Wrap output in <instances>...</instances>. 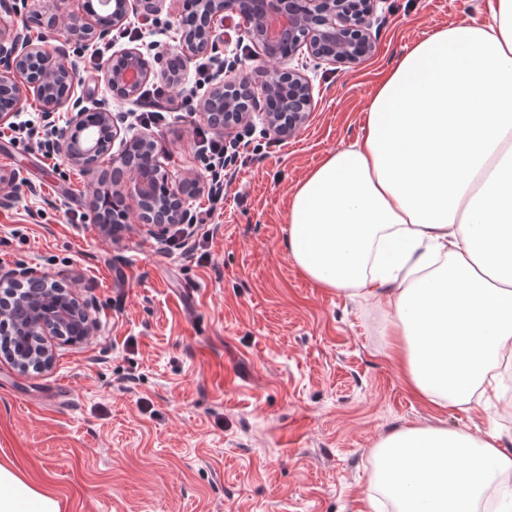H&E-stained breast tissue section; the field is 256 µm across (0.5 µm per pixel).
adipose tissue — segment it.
<instances>
[{
  "label": "adipose tissue",
  "instance_id": "adipose-tissue-1",
  "mask_svg": "<svg viewBox=\"0 0 512 512\" xmlns=\"http://www.w3.org/2000/svg\"><path fill=\"white\" fill-rule=\"evenodd\" d=\"M287 248L316 285L370 290L389 356L424 403L466 409L498 393L512 358V0L441 28L377 82L362 137L298 182ZM401 512H476L512 473L497 430L409 425L381 438ZM0 512H60L0 464Z\"/></svg>",
  "mask_w": 512,
  "mask_h": 512
}]
</instances>
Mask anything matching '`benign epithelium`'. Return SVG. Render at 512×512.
<instances>
[{"label": "benign epithelium", "mask_w": 512, "mask_h": 512, "mask_svg": "<svg viewBox=\"0 0 512 512\" xmlns=\"http://www.w3.org/2000/svg\"><path fill=\"white\" fill-rule=\"evenodd\" d=\"M165 0H99L96 10L87 0V13L96 17L93 26L74 25L66 40L92 42L106 40L130 15L145 20L163 10ZM375 0H187V14L181 19L178 45L167 57L150 61L138 47H128L112 54L101 67L102 79L113 98L136 99L144 85L161 79L176 87L189 83V64L200 54L215 53L224 43L220 27L233 16L237 25L274 66L266 71L261 93L263 111L253 112V98L241 106L226 96L237 81L225 79L202 98L200 111L213 129L231 134L239 122L259 118L269 130L292 136L309 119L313 99L310 80L295 66L285 67L299 51L312 57L353 64L371 55L375 43L369 17ZM282 13L287 25L273 40L266 35L270 15ZM80 78L63 61L61 49L37 45L18 29L0 31V125L20 109L26 95L33 93L47 101L45 111L69 109L66 128L57 143L64 160L87 171L99 168L101 158L112 155L107 169L101 170V182L112 186V195L126 202V210L108 215L91 203L96 222L110 237L118 235L128 210L134 209L140 233L159 242L170 228L188 221L187 200L200 191L195 180L174 182L155 156L150 134H131L120 127L107 111H92L84 99L75 96ZM121 150L111 154L115 142ZM92 302L73 289L33 269H14L0 274V335L19 336L25 347L9 356L21 372L31 366L48 369L53 363V343L93 335Z\"/></svg>", "instance_id": "1"}]
</instances>
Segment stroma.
I'll list each match as a JSON object with an SVG mask.
<instances>
[{
  "instance_id": "stroma-1",
  "label": "stroma",
  "mask_w": 512,
  "mask_h": 512,
  "mask_svg": "<svg viewBox=\"0 0 512 512\" xmlns=\"http://www.w3.org/2000/svg\"><path fill=\"white\" fill-rule=\"evenodd\" d=\"M184 0H167L139 39L113 31L109 51H171ZM489 0H378L375 53L354 64L300 53L313 84L307 124L268 135L253 120L256 158L228 167L224 204L209 223L156 242L135 218L107 237L91 202L96 172L0 138V261L64 281L92 299L93 336L55 348L52 367L21 373L0 354V462L59 499L62 512H392L375 491L374 449L407 424L499 428L504 402L439 411L413 397L387 357L375 296L312 283L287 247L291 191L325 157L355 141L370 92L416 41L460 21H488ZM84 0H0V28L64 46L78 93L120 126L131 102L113 99L93 42L63 44L87 22ZM225 70L260 92L266 64L253 45L225 42ZM185 112L151 128L173 179L206 183Z\"/></svg>"
}]
</instances>
